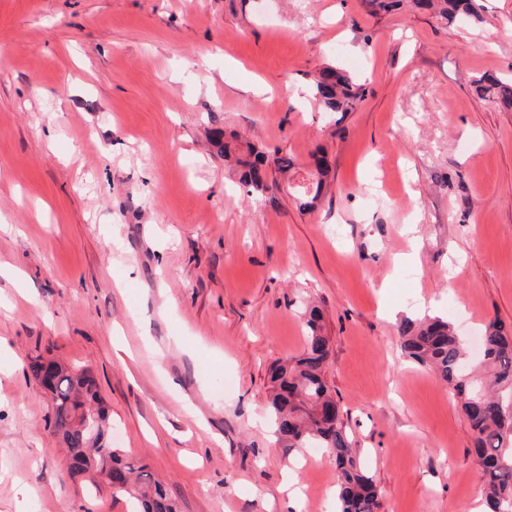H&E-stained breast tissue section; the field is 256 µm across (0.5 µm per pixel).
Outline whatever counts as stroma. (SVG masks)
Here are the masks:
<instances>
[{
  "mask_svg": "<svg viewBox=\"0 0 512 512\" xmlns=\"http://www.w3.org/2000/svg\"><path fill=\"white\" fill-rule=\"evenodd\" d=\"M483 5L449 27L368 0H0V512H132L71 470L39 355L92 374L178 512H326L335 464L270 415L310 302L378 512L479 499L471 429L398 327L512 328V112L473 87L512 75V0ZM327 65L366 89L337 125L309 93ZM221 130L325 151L314 205L281 177L248 195Z\"/></svg>",
  "mask_w": 512,
  "mask_h": 512,
  "instance_id": "35a3bbf8",
  "label": "stroma"
}]
</instances>
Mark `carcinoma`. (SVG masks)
I'll use <instances>...</instances> for the list:
<instances>
[{
    "instance_id": "cac0c4a2",
    "label": "carcinoma",
    "mask_w": 512,
    "mask_h": 512,
    "mask_svg": "<svg viewBox=\"0 0 512 512\" xmlns=\"http://www.w3.org/2000/svg\"><path fill=\"white\" fill-rule=\"evenodd\" d=\"M416 9L429 10L445 23L483 22L481 0H411ZM482 99L512 111V78L480 77L474 81ZM312 92L322 110L345 114L364 98L362 85L351 74L332 65L312 79ZM214 145L224 158L235 161L239 184L264 195L269 189L267 167L284 176L297 174L296 161L278 154L268 161L264 153L237 138ZM328 176L324 159L303 179L319 189ZM322 315L306 308V347L293 362L271 372L274 432L285 447L322 448L336 465L341 512H377L378 491L364 470L343 421V412L325 382L328 342L322 335ZM401 349L414 362L431 369L457 398L475 436L473 451L481 466L480 486L492 512H512V336L501 322H488L481 336L483 356L472 364L464 340L442 318L407 321L400 325ZM59 380L52 391L48 424L69 453L70 468L80 474L104 457L112 462L117 484L112 490L134 500L135 512H177L166 488L148 468L122 459L110 441V417L100 403L94 380L82 370L58 365Z\"/></svg>"
}]
</instances>
